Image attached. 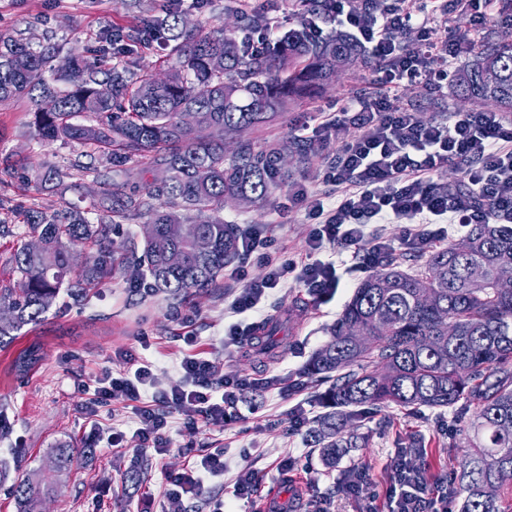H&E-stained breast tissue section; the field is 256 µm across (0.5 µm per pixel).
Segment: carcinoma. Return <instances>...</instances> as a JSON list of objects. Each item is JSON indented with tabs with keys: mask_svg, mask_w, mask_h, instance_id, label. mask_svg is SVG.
<instances>
[{
	"mask_svg": "<svg viewBox=\"0 0 512 512\" xmlns=\"http://www.w3.org/2000/svg\"><path fill=\"white\" fill-rule=\"evenodd\" d=\"M236 26L210 32L189 29L180 13L145 22L150 41L170 48L174 59L165 81L112 62L125 53L120 36L109 35L92 56L67 57L52 65L56 49L36 50L0 35V102L40 92L51 96V111L37 106L35 123L44 142L69 141L121 168L145 160L140 185L112 184L117 208L88 212L53 206L27 215L28 244L12 257L17 287L0 289V305L12 309L0 320V348L21 331L44 321L61 288L75 300L112 277V215L148 217L153 231L142 245L131 243L121 266L148 283L147 293L178 300L191 289L216 283L238 255L240 228L224 222L228 200L270 202L288 183L282 165L292 153L299 164L316 149L301 140H273L262 148L240 140L228 153L227 136L259 128L283 109L324 85L338 67H352L365 51L348 36L313 38L304 27L277 37L264 55L245 52L238 34L263 27L268 18L240 10ZM476 61L458 73L465 100H491L512 110V33L489 46L474 44ZM54 71L53 81L45 77ZM197 115L198 128L182 125L181 114ZM94 168L75 160L50 167L42 181L62 185L73 171ZM91 246L80 265L70 245ZM178 252L183 261L168 263ZM512 267V226L475 224L465 234L431 250L422 264L402 268L389 258L365 278L330 328V339L308 360L306 374L329 382L316 396L329 408L309 433L329 464L336 451L352 444L345 428L364 410L443 409L464 401L473 411L467 461L452 492L458 512H508L512 506V291L498 288V277ZM92 453L62 445L52 452L58 470L70 469ZM20 512H41L48 489L29 479L10 486Z\"/></svg>",
	"mask_w": 512,
	"mask_h": 512,
	"instance_id": "1",
	"label": "carcinoma"
}]
</instances>
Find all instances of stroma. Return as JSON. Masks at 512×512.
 Returning a JSON list of instances; mask_svg holds the SVG:
<instances>
[{
  "mask_svg": "<svg viewBox=\"0 0 512 512\" xmlns=\"http://www.w3.org/2000/svg\"><path fill=\"white\" fill-rule=\"evenodd\" d=\"M234 0H0V33L32 44L57 45L61 56L87 55L113 28H136L143 15L176 10L191 24L211 29L233 24ZM373 65L337 69L328 84L311 97L289 106L264 127L245 131V138L264 144L273 138L304 136L309 113L330 109L354 94L377 91ZM395 102L413 106L420 118L432 107L444 113L495 111L493 102H471L458 95L456 86L437 93L403 86ZM36 107L29 98L0 102V288L13 287L19 275L11 258L24 242L26 211L44 206L93 209L106 204L119 175L100 158H90L100 177L75 174L67 187L41 183V166L64 165L80 154L72 142L42 145L33 125ZM284 192L271 204L224 205L225 221L247 228L262 227L287 256L303 258L310 230L305 209L281 214ZM359 273L344 275L331 299L318 301L304 288L288 284L269 298L267 321H280L285 336L274 356L262 354L252 341L225 349V311L242 280L221 276L215 287L175 302L165 296H142L131 289L133 278L116 272L104 280L89 301H74L67 292L47 312L44 321L27 330L8 348L0 349V467L11 476H31L48 487L43 512H159L168 475L183 471L210 448H225L239 465L256 471L250 498L234 499L228 481L213 480L202 498L186 501V512H206L205 501L232 502L235 512H257L269 489H278L290 512H365L364 502L346 495L341 485L345 473L362 469L376 489L375 512H386V490L398 463L397 449L418 445L427 469L429 486L452 482L466 453L465 431L471 419L463 404L439 409L421 408L413 415L398 408L365 413L357 421L356 448L337 455L335 466H325L305 431L290 432L289 411L303 404L308 419L322 412L313 400L326 383L304 373L311 354L329 338V329L362 281ZM197 338L195 348L210 354L217 375L234 371L253 378L282 374L287 394L245 388L237 409L224 429L189 428L172 419L169 451L159 457L132 446L107 448L98 433L118 428L130 430L132 411L114 403L89 412L97 376L105 369H126L124 353L136 361L172 363L188 353L185 333ZM33 348L39 360L27 373L13 363L20 352ZM75 448L92 447V456L71 470L54 471L50 462L59 443ZM293 452L296 464L281 473L278 457ZM138 478H131V467Z\"/></svg>",
  "mask_w": 512,
  "mask_h": 512,
  "instance_id": "1",
  "label": "stroma"
}]
</instances>
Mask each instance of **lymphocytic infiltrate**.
Here are the masks:
<instances>
[{
    "mask_svg": "<svg viewBox=\"0 0 512 512\" xmlns=\"http://www.w3.org/2000/svg\"><path fill=\"white\" fill-rule=\"evenodd\" d=\"M436 0H328L326 14L370 51L380 90L363 93L337 105L333 119L320 122L310 140L326 151L324 178L331 191L310 193L305 182L289 183V206L308 204L313 226L303 260L275 257L273 242L259 227L240 237L243 259L259 257L268 272L262 280L240 288L229 305L235 322L224 327V345L239 346L250 333L249 317L263 316L266 300L287 282L323 300L335 295L340 283L335 261L321 252L333 243L352 249L353 270L373 272L396 246L418 251L443 241L472 224H512V120L500 112L452 114L448 120H424L413 109L396 105L390 93L403 85L439 90L448 84V62L466 53L471 43L456 31L432 36L428 26ZM462 166L468 192L451 196L439 176L449 162ZM402 227L400 239L387 225ZM177 385L159 383L162 366L144 363L120 373L104 372L96 381L97 404L118 402L135 415L132 432L112 430L106 438L116 447L133 441L156 455H165L170 414L185 425L220 427L238 393L250 377L232 372L215 379L211 358L200 352L185 355L173 366ZM266 391L283 390L284 376L255 381ZM233 476V495L252 494L256 472L231 467L220 448L199 463L170 477L163 512H182L184 503L201 497L206 481ZM390 512H448V494H425L422 478L407 461H399L389 492Z\"/></svg>",
    "mask_w": 512,
    "mask_h": 512,
    "instance_id": "1",
    "label": "lymphocytic infiltrate"
}]
</instances>
